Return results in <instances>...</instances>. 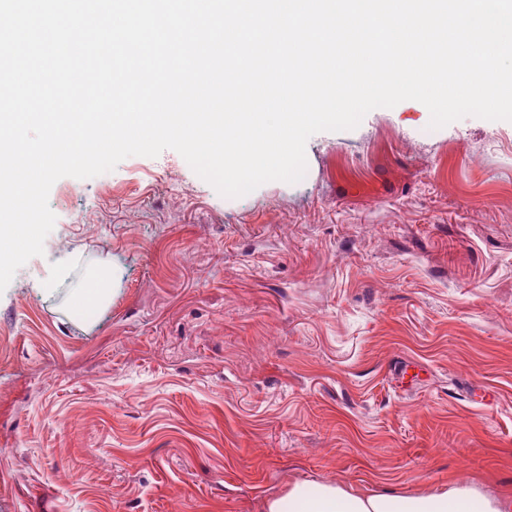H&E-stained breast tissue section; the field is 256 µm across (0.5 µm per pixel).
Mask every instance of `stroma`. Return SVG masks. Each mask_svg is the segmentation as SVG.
Instances as JSON below:
<instances>
[{"instance_id": "35a3bbf8", "label": "stroma", "mask_w": 512, "mask_h": 512, "mask_svg": "<svg viewBox=\"0 0 512 512\" xmlns=\"http://www.w3.org/2000/svg\"><path fill=\"white\" fill-rule=\"evenodd\" d=\"M428 123L374 109L240 198L171 149L59 179L0 293V512L512 492V122ZM109 292L106 275L103 272H97L91 277L90 286L79 289L73 299L78 306L91 309L100 308L105 304Z\"/></svg>"}]
</instances>
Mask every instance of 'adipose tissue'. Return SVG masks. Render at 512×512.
Returning <instances> with one entry per match:
<instances>
[{"label": "adipose tissue", "mask_w": 512, "mask_h": 512, "mask_svg": "<svg viewBox=\"0 0 512 512\" xmlns=\"http://www.w3.org/2000/svg\"><path fill=\"white\" fill-rule=\"evenodd\" d=\"M268 512H512V493L495 498L456 485L422 495L365 493L346 483H296L269 501Z\"/></svg>", "instance_id": "obj_1"}]
</instances>
